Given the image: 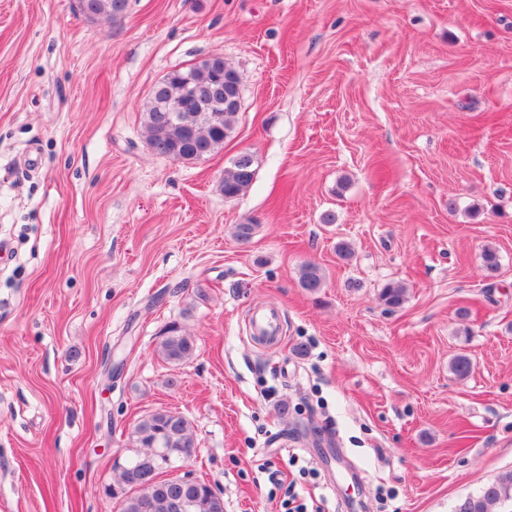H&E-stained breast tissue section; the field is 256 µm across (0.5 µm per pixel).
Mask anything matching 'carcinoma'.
Segmentation results:
<instances>
[{
	"label": "carcinoma",
	"instance_id": "obj_1",
	"mask_svg": "<svg viewBox=\"0 0 512 512\" xmlns=\"http://www.w3.org/2000/svg\"><path fill=\"white\" fill-rule=\"evenodd\" d=\"M96 18L117 22L128 7V0H83ZM190 74L196 96L177 102L178 87ZM241 87L237 69L220 56L206 57L187 69L168 72L153 88L146 105L144 124L150 148L158 155L178 161L203 160L224 147L235 131L240 107L233 98ZM254 157L236 156L224 169L220 181L224 198L243 194L255 176ZM500 271L497 252L483 255L482 278L494 280ZM323 269L315 263L301 266L300 288L316 294L323 287ZM406 297L401 284H389L380 298L390 309L400 307ZM195 351L192 337L177 323L162 332L158 355L167 363L180 365ZM450 372L458 379L469 376L472 361L464 353L450 362ZM133 455L121 468L117 484L106 488V495L120 499L121 512H224L221 491L202 479L185 483L177 477L163 478L155 471L157 460L179 455L196 447L195 435L187 419L178 412L158 408L142 417L129 435ZM456 512H512V470L497 476L479 494L466 498Z\"/></svg>",
	"mask_w": 512,
	"mask_h": 512
}]
</instances>
